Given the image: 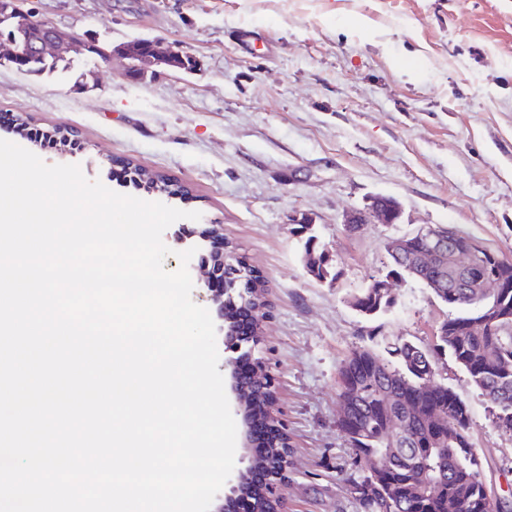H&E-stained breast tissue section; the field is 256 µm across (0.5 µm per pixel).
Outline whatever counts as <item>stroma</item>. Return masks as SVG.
Segmentation results:
<instances>
[{
  "label": "stroma",
  "instance_id": "35a3bbf8",
  "mask_svg": "<svg viewBox=\"0 0 512 512\" xmlns=\"http://www.w3.org/2000/svg\"><path fill=\"white\" fill-rule=\"evenodd\" d=\"M23 9L94 40L69 77L0 64V113L73 135L79 152L0 129L48 164L136 195L116 180L126 159L181 185L172 207L200 212L163 234L178 252L192 230L221 228L257 269L269 316L256 355L288 431L284 512H359L355 455L339 427L338 367L360 346L392 360L403 340L431 347L452 307L409 277L393 305L361 315L351 298L385 277L390 240L452 225L512 257V0H24ZM178 44L197 62L136 80L117 48ZM96 75L77 87L78 72ZM395 199V224L344 229L348 211ZM334 255L333 282L312 278L296 222ZM438 381L466 402L492 494L512 498V434L450 356Z\"/></svg>",
  "mask_w": 512,
  "mask_h": 512
}]
</instances>
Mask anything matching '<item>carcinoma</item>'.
Returning a JSON list of instances; mask_svg holds the SVG:
<instances>
[{"label":"carcinoma","mask_w":512,"mask_h":512,"mask_svg":"<svg viewBox=\"0 0 512 512\" xmlns=\"http://www.w3.org/2000/svg\"><path fill=\"white\" fill-rule=\"evenodd\" d=\"M31 74L56 75L73 71L71 57L54 58L28 66ZM473 238L453 229L445 254L435 268L421 272L425 279L445 280L434 289L441 301L455 309L438 332L437 348L447 351L468 374L472 386L495 409V425L512 432V258L497 252L479 250L478 263L462 273L453 261L458 248L473 247ZM490 271L502 280V287L487 291L476 277ZM254 269H245L246 281L236 283L225 308L234 319L227 328V344L244 340V324L251 318L253 305L267 306L264 284L251 289ZM393 303L388 296L365 290L355 296L354 306L367 314H376ZM483 322L486 331L474 333L473 326ZM394 365L358 347L341 362L338 370V397L345 402L340 430L356 456L359 476L352 490L361 512H440L448 503L428 495V486L440 480L441 490L457 502V512H512L508 503L488 496L474 448L470 441V419L464 400L451 388L436 384L429 394L419 388L432 383L434 355L413 343L398 344ZM240 398L248 421H259L250 436L255 467L248 473L241 495L250 499L266 498L280 452L288 451V435L283 425L267 428L264 401L254 394L249 380L239 381ZM440 411L446 418L448 444L434 446L431 414ZM391 413L400 422L393 438L382 430L383 417Z\"/></svg>","instance_id":"obj_1"}]
</instances>
